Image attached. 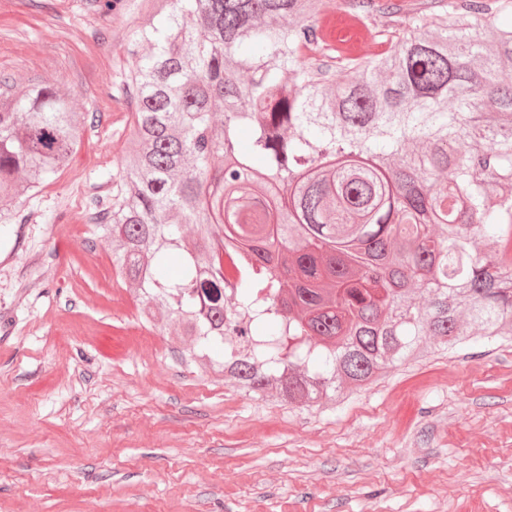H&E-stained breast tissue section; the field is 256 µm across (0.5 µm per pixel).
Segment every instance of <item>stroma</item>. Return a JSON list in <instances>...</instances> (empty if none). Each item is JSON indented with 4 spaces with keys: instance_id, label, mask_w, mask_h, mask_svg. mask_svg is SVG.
Listing matches in <instances>:
<instances>
[{
    "instance_id": "35a3bbf8",
    "label": "stroma",
    "mask_w": 512,
    "mask_h": 512,
    "mask_svg": "<svg viewBox=\"0 0 512 512\" xmlns=\"http://www.w3.org/2000/svg\"><path fill=\"white\" fill-rule=\"evenodd\" d=\"M131 0H0V79L49 82L86 125L0 226V512H512V335L390 367L308 408L240 392L141 327L84 191L125 151L113 101Z\"/></svg>"
}]
</instances>
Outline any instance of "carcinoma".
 <instances>
[{
	"instance_id": "1",
	"label": "carcinoma",
	"mask_w": 512,
	"mask_h": 512,
	"mask_svg": "<svg viewBox=\"0 0 512 512\" xmlns=\"http://www.w3.org/2000/svg\"><path fill=\"white\" fill-rule=\"evenodd\" d=\"M149 2L113 94L125 154L89 223L185 362L233 360L246 395L313 406L427 339L512 332L509 0ZM332 7L389 15L387 48L346 55ZM81 129L57 88L0 80V202L35 195Z\"/></svg>"
}]
</instances>
